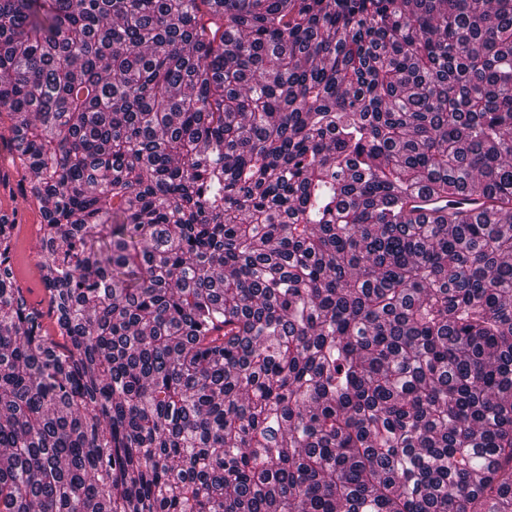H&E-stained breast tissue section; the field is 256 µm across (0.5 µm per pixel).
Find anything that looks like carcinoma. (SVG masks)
Here are the masks:
<instances>
[{
  "instance_id": "cac0c4a2",
  "label": "carcinoma",
  "mask_w": 512,
  "mask_h": 512,
  "mask_svg": "<svg viewBox=\"0 0 512 512\" xmlns=\"http://www.w3.org/2000/svg\"><path fill=\"white\" fill-rule=\"evenodd\" d=\"M3 110L0 512H512V0H0ZM0 156L3 157V165H0V202L1 208L13 209L19 213L28 211V219L36 224H20L24 232L39 230L42 224H45L44 204L37 199L30 206L28 201L24 200L21 188L27 187L31 174L23 167L17 168L13 163V155L9 152L6 144H0ZM38 249V242L26 239L16 241V248L11 254V265L16 278L22 283L28 304L38 310L47 311L49 295L43 288L40 276H31L27 270V263H32V256ZM27 262V263H26ZM28 288V289H26Z\"/></svg>"
}]
</instances>
